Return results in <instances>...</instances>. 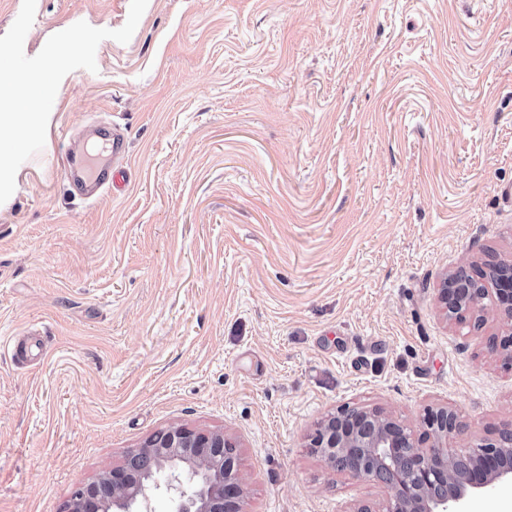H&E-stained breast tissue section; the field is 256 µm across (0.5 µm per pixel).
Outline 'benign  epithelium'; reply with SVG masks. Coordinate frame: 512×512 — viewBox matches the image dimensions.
I'll return each mask as SVG.
<instances>
[{
	"instance_id": "obj_1",
	"label": "benign epithelium",
	"mask_w": 512,
	"mask_h": 512,
	"mask_svg": "<svg viewBox=\"0 0 512 512\" xmlns=\"http://www.w3.org/2000/svg\"><path fill=\"white\" fill-rule=\"evenodd\" d=\"M440 299L450 319L482 321L477 304L487 299L512 320V263L475 275L461 267L444 280ZM425 424L416 438L378 407L345 409L319 424L309 447L334 470L386 485V512H467L471 497L512 484L511 428L461 456L448 448L468 429L458 412L441 407ZM230 447L220 430L170 427L131 451L121 468L77 484L67 512H151V490L165 494L173 512H243L248 490Z\"/></svg>"
}]
</instances>
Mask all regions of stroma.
<instances>
[{"label":"stroma","mask_w":512,"mask_h":512,"mask_svg":"<svg viewBox=\"0 0 512 512\" xmlns=\"http://www.w3.org/2000/svg\"><path fill=\"white\" fill-rule=\"evenodd\" d=\"M130 0H36L37 55ZM67 74L0 204V512L170 427L224 430L244 512H384L308 446L341 408L414 434L432 409L512 425V322L450 320L459 267L512 262V0H148ZM112 120L128 184L71 198L61 130Z\"/></svg>","instance_id":"obj_1"}]
</instances>
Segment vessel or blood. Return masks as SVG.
Returning <instances> with one entry per match:
<instances>
[{
	"instance_id": "b4317fda",
	"label": "vessel or blood",
	"mask_w": 512,
	"mask_h": 512,
	"mask_svg": "<svg viewBox=\"0 0 512 512\" xmlns=\"http://www.w3.org/2000/svg\"><path fill=\"white\" fill-rule=\"evenodd\" d=\"M96 137L93 146L68 150L64 158L69 184L88 200L123 190L127 176L123 166L128 148L125 137L108 125L99 126Z\"/></svg>"
}]
</instances>
